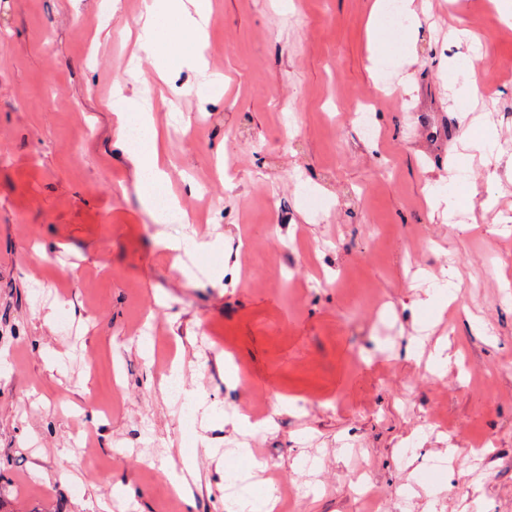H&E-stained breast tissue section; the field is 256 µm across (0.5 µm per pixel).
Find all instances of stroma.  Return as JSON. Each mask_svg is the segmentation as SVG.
<instances>
[{"label":"stroma","mask_w":512,"mask_h":512,"mask_svg":"<svg viewBox=\"0 0 512 512\" xmlns=\"http://www.w3.org/2000/svg\"><path fill=\"white\" fill-rule=\"evenodd\" d=\"M98 2L0 0V512H185L176 478L195 512H224L228 475L251 464L213 451L242 446L288 512H454L451 483L512 512V151L456 184L458 225L426 203L470 138L512 141V27L492 0H417L413 36L382 18L367 33L373 0H211L205 40L161 59L137 44L144 0ZM461 26L471 45L449 36ZM470 48L482 94L463 103L452 70ZM201 56L222 89H201ZM118 80L161 100L167 191L197 183L196 225L144 210L112 145ZM194 113L207 123L176 141ZM190 236L211 243L190 251L195 280L159 244ZM448 270L458 298L441 310L426 291ZM441 339L458 364L439 376ZM171 355L209 420L162 392ZM233 412L274 425L238 430Z\"/></svg>","instance_id":"stroma-1"}]
</instances>
